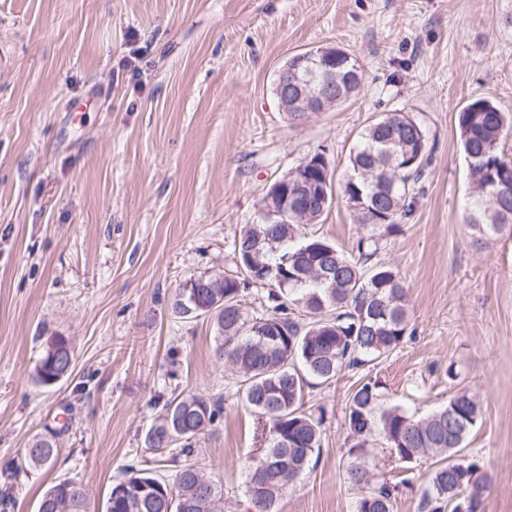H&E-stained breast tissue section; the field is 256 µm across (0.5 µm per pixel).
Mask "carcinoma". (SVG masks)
Segmentation results:
<instances>
[{"label":"carcinoma","mask_w":512,"mask_h":512,"mask_svg":"<svg viewBox=\"0 0 512 512\" xmlns=\"http://www.w3.org/2000/svg\"><path fill=\"white\" fill-rule=\"evenodd\" d=\"M336 71V104L360 86L362 66L343 53L330 65ZM462 148L473 187L466 223L476 240L512 232V156L500 149L512 132V113L487 98L466 105L458 115ZM431 148L421 123L394 110L365 126L349 154L342 193L355 222L390 233L411 216L415 185L430 162ZM288 180L309 181L311 197L288 204L286 224H247L233 242L237 271L187 281L172 304L181 319L212 317L219 356L238 377L246 406L269 423L268 446L247 468L250 512H277L289 484L306 469L323 433L324 413L303 409L305 389L326 383L345 368L358 369L392 352L407 333L406 291L400 272L384 264L368 266L379 239L357 243L358 259L344 255L302 229L316 224L333 202V171L323 151L306 155L288 171ZM263 292L267 314L248 318L243 293ZM75 355L64 336L49 338L35 368L43 386L74 370ZM381 383L361 382L349 398L346 425L350 452L358 460L346 468L348 482L363 490L357 512H394L387 482H378L365 461L374 437H381L401 462L422 454L435 457L423 492L425 512H481L491 478L479 460L465 454V441L481 417L476 397L462 391L445 407L416 417L379 403ZM223 413L222 403L200 395L166 402L160 420L145 434V444L167 454L170 473L135 464L112 485L105 512H168L169 498L180 512H224L223 488L203 473L195 440ZM60 433L35 440L26 449L30 465L58 455ZM40 512H88L85 490L64 479L41 496Z\"/></svg>","instance_id":"obj_1"}]
</instances>
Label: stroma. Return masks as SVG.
Wrapping results in <instances>:
<instances>
[{
	"label": "stroma",
	"instance_id": "obj_1",
	"mask_svg": "<svg viewBox=\"0 0 512 512\" xmlns=\"http://www.w3.org/2000/svg\"><path fill=\"white\" fill-rule=\"evenodd\" d=\"M320 46L356 54L362 86L289 121L277 74ZM477 98L512 112V0H0V472L19 469L7 512H37L63 479L104 512L131 461L161 467L145 434L187 394L223 404L198 448L224 512H246L268 424L217 358L213 320L171 304L190 278L234 271L233 241L276 180L317 149L343 178L361 130L393 110L432 149L412 215L375 256L403 278L408 331L306 392L325 430L278 512H356L345 414L367 377L384 406L419 416L477 395L466 452L491 476L482 512H512V236L479 241L465 222L458 114ZM307 230L349 257L370 233L340 196ZM57 335L75 369L42 386L35 366ZM61 426L58 458L25 466ZM370 460L398 487L395 512H421L431 459L400 462L379 439Z\"/></svg>",
	"mask_w": 512,
	"mask_h": 512
}]
</instances>
